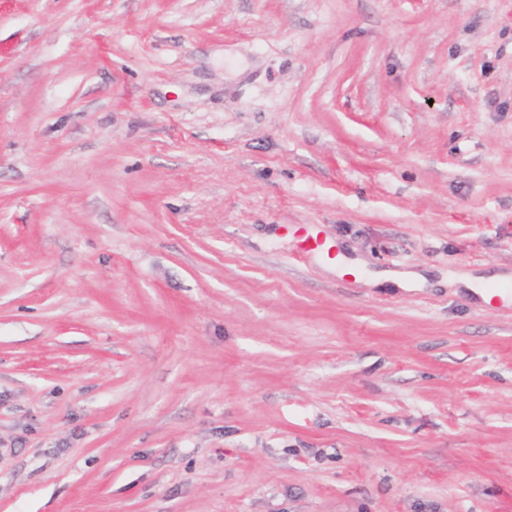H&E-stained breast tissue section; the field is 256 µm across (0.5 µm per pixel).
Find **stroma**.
Listing matches in <instances>:
<instances>
[{"mask_svg":"<svg viewBox=\"0 0 512 512\" xmlns=\"http://www.w3.org/2000/svg\"><path fill=\"white\" fill-rule=\"evenodd\" d=\"M467 274L512 0H0V512H512Z\"/></svg>","mask_w":512,"mask_h":512,"instance_id":"1","label":"stroma"}]
</instances>
